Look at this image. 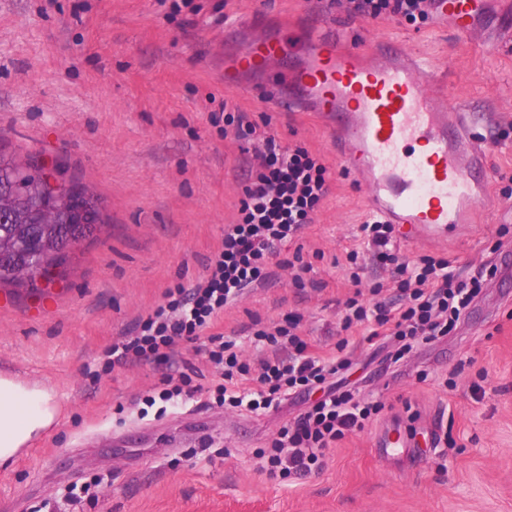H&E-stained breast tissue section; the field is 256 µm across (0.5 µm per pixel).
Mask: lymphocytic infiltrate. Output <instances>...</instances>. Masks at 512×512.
<instances>
[{"mask_svg": "<svg viewBox=\"0 0 512 512\" xmlns=\"http://www.w3.org/2000/svg\"><path fill=\"white\" fill-rule=\"evenodd\" d=\"M323 9L347 7L374 19L398 18L427 24L425 0H320ZM221 137L240 146L242 196L224 240L196 282L165 289L162 303L139 318L134 333L103 352L104 366L133 362H170L178 341L198 339L226 306L242 301L248 289L270 280L302 288L290 260L270 267L269 258L284 241L302 236L315 223L331 192L330 171L322 157L306 147L283 144L274 134L258 132L247 112L228 109L210 113ZM360 231L371 253L361 263L356 251L345 256L346 291L338 302L334 356L311 355L301 314L281 322L251 325L254 349L243 352L235 337L211 335L205 348L217 383L218 406L255 413L277 409L288 396L305 399L303 412L282 426L260 450V467L273 479H300L321 469L329 448L362 430L384 405L357 397L336 385L335 377L354 363L353 338L359 328L370 339L386 342L387 361L403 363L426 346L457 335L488 279L491 262L479 263L468 279L455 274L447 256L430 252L407 260L394 247L390 224L364 223ZM325 395L311 400L318 387Z\"/></svg>", "mask_w": 512, "mask_h": 512, "instance_id": "obj_1", "label": "lymphocytic infiltrate"}]
</instances>
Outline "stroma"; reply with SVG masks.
I'll list each match as a JSON object with an SVG mask.
<instances>
[{"label": "stroma", "instance_id": "35a3bbf8", "mask_svg": "<svg viewBox=\"0 0 512 512\" xmlns=\"http://www.w3.org/2000/svg\"><path fill=\"white\" fill-rule=\"evenodd\" d=\"M261 15L307 29L320 12L315 0H0V142L16 159L32 154L77 175L110 217L45 291L0 288V374L39 383L63 407L40 443L0 469V512H512V250L497 247L490 209L439 247L457 273H472L486 255L498 267L462 333L388 371L382 351L357 335L361 366L350 379L386 408L330 449L321 470L288 483L258 464L256 451L301 410L289 400L275 412L239 415L198 395L160 418L119 416L168 371L211 383L203 337L179 342L168 367L104 371L99 358L167 287L204 276L234 220L239 157L225 154L209 120L227 105L283 143L320 153L332 187L315 224L277 254L282 261L323 249L303 275L316 285L310 301L273 281L226 307L209 331L247 349L254 320L296 311L309 352L334 350L340 264L347 252L367 250L362 199L315 113L226 97L224 25ZM387 26L392 37L474 73L453 91L480 110L488 108L486 80L512 91V50H484L402 20ZM450 372L453 389L438 382ZM407 409L418 415L416 454L378 457L376 439ZM442 424L455 445L439 452L431 435ZM96 478V501L70 497Z\"/></svg>", "mask_w": 512, "mask_h": 512}]
</instances>
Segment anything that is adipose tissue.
I'll return each mask as SVG.
<instances>
[{
    "mask_svg": "<svg viewBox=\"0 0 512 512\" xmlns=\"http://www.w3.org/2000/svg\"><path fill=\"white\" fill-rule=\"evenodd\" d=\"M60 413L59 403L47 390L0 375V465L10 464L48 433Z\"/></svg>",
    "mask_w": 512,
    "mask_h": 512,
    "instance_id": "ef3b65f1",
    "label": "adipose tissue"
}]
</instances>
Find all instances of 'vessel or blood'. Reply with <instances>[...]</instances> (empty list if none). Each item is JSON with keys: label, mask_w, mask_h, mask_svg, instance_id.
I'll return each instance as SVG.
<instances>
[{"label": "vessel or blood", "mask_w": 512, "mask_h": 512, "mask_svg": "<svg viewBox=\"0 0 512 512\" xmlns=\"http://www.w3.org/2000/svg\"><path fill=\"white\" fill-rule=\"evenodd\" d=\"M436 19L458 40L512 48V0H427ZM506 20L494 34L484 21ZM244 46L224 53V89L247 90L317 113L345 172L362 196L369 221L395 225L407 243L447 240L474 211L494 204L512 218V205L494 201L485 172L502 149L487 129L512 120V94L488 87L489 111L447 89L457 70L446 56L396 43L374 19L336 10L314 34L255 17L236 25ZM372 35L360 47L354 35ZM380 453L404 452L399 424L376 442Z\"/></svg>", "instance_id": "obj_1"}]
</instances>
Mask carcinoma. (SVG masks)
Here are the masks:
<instances>
[{
    "mask_svg": "<svg viewBox=\"0 0 512 512\" xmlns=\"http://www.w3.org/2000/svg\"><path fill=\"white\" fill-rule=\"evenodd\" d=\"M48 209L52 224L43 220ZM107 225L103 202L79 178L40 173L36 156L19 163L0 146V286L40 290Z\"/></svg>",
    "mask_w": 512,
    "mask_h": 512,
    "instance_id": "1",
    "label": "carcinoma"
}]
</instances>
